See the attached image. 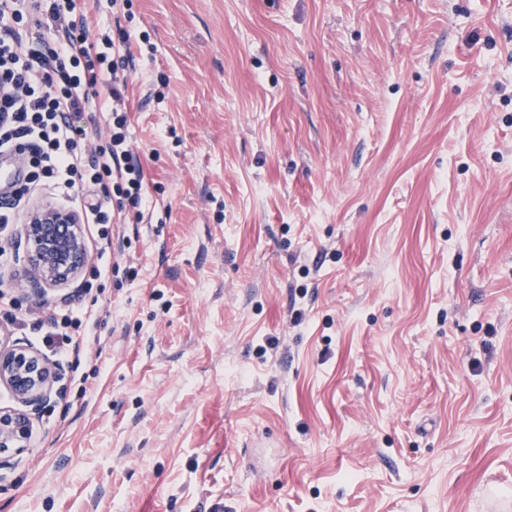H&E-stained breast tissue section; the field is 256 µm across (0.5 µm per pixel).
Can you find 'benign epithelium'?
Wrapping results in <instances>:
<instances>
[{
    "mask_svg": "<svg viewBox=\"0 0 512 512\" xmlns=\"http://www.w3.org/2000/svg\"><path fill=\"white\" fill-rule=\"evenodd\" d=\"M31 275L47 284L66 281L80 273L87 252L79 218L73 211L52 205L34 208L26 218ZM53 371L37 352L23 346L0 347V384L22 403L43 398L51 387ZM32 420L24 412L0 409V455L26 447Z\"/></svg>",
    "mask_w": 512,
    "mask_h": 512,
    "instance_id": "7a95c632",
    "label": "benign epithelium"
}]
</instances>
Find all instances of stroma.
Returning <instances> with one entry per match:
<instances>
[{"instance_id":"stroma-1","label":"stroma","mask_w":512,"mask_h":512,"mask_svg":"<svg viewBox=\"0 0 512 512\" xmlns=\"http://www.w3.org/2000/svg\"><path fill=\"white\" fill-rule=\"evenodd\" d=\"M90 5L145 218L0 230V343L98 312L0 512H512V0Z\"/></svg>"}]
</instances>
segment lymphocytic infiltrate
<instances>
[{"label":"lymphocytic infiltrate","mask_w":512,"mask_h":512,"mask_svg":"<svg viewBox=\"0 0 512 512\" xmlns=\"http://www.w3.org/2000/svg\"><path fill=\"white\" fill-rule=\"evenodd\" d=\"M88 2L0 0V152L28 154L27 184L90 191L80 219L108 240L112 225L142 223L144 171L125 107L130 35L117 30L95 50ZM93 109L109 120L107 145L92 150L80 117Z\"/></svg>","instance_id":"f902f5d3"}]
</instances>
